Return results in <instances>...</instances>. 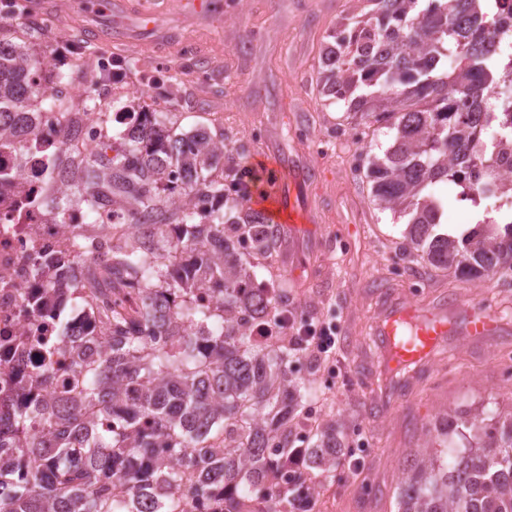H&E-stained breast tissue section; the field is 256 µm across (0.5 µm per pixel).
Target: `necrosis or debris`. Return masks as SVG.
Instances as JSON below:
<instances>
[{"label": "necrosis or debris", "instance_id": "necrosis-or-debris-1", "mask_svg": "<svg viewBox=\"0 0 512 512\" xmlns=\"http://www.w3.org/2000/svg\"><path fill=\"white\" fill-rule=\"evenodd\" d=\"M12 131L21 142H48L56 160L72 161L100 138L94 122L70 128L66 135L49 132L41 112H13ZM45 156L29 152L0 154V395H16L28 386L31 350L43 365L63 375L66 362L57 353L56 316L36 312L33 302L51 283H80L93 256L83 242H103L112 233V211L103 209L90 221L83 209L71 208L65 223H55L44 200L58 191L59 177L44 169Z\"/></svg>", "mask_w": 512, "mask_h": 512}]
</instances>
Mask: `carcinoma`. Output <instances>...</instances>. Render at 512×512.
I'll return each mask as SVG.
<instances>
[{"label":"carcinoma","mask_w":512,"mask_h":512,"mask_svg":"<svg viewBox=\"0 0 512 512\" xmlns=\"http://www.w3.org/2000/svg\"><path fill=\"white\" fill-rule=\"evenodd\" d=\"M493 2L353 0L319 74L324 95L394 132L367 178L379 208L409 216L405 259L512 287V221L490 218L460 240L434 231L441 183L464 180L481 199L497 200L475 143L491 119L489 93L512 118V83L497 70L512 45L493 40ZM18 49L16 59L0 58V114L47 111L62 131L93 115L106 128L61 176L58 223L73 205L92 217L110 205L141 234L114 232L92 246L89 312L110 345L95 352L94 335H59L72 380L57 384L38 369L26 392L42 429L31 430L17 402L0 399V443L28 466L27 477L0 493V512H298L288 488L269 480L294 446L297 382L288 361L299 348L254 345L258 321L279 310L240 296L251 278L242 246L267 258L278 229L244 208L241 180L228 172L226 186L211 177L246 147H230L224 132L204 126L177 134L167 129L168 113L133 101L98 112L95 98L70 92L93 62L60 69L44 84L35 80L42 56L27 42ZM450 55L457 68L436 74ZM115 123L123 130L114 134ZM149 245L189 259L151 260ZM75 292L54 283L39 306L75 307ZM172 299L184 311L167 322L162 311ZM103 414L112 425L94 427L91 417ZM422 434L397 489V512H512V411L450 408ZM314 437L308 465L336 472L344 431L331 420ZM243 480L255 498L245 497Z\"/></svg>","instance_id":"cac0c4a2"}]
</instances>
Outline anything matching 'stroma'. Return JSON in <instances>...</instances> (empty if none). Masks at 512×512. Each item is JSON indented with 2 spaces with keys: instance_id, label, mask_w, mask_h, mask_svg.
Here are the masks:
<instances>
[{
  "instance_id": "stroma-1",
  "label": "stroma",
  "mask_w": 512,
  "mask_h": 512,
  "mask_svg": "<svg viewBox=\"0 0 512 512\" xmlns=\"http://www.w3.org/2000/svg\"><path fill=\"white\" fill-rule=\"evenodd\" d=\"M85 2L12 0L11 15L38 23L37 48L56 65L66 64L77 39L93 57L135 60L126 76L141 98L164 102L179 130L223 128L227 143L247 148V165H265L307 213L302 226L284 225L278 264L290 307L306 310L309 323H335L339 347L333 363L315 367L301 353L288 367L306 380L301 407L318 403L322 419L347 430L362 426L369 437L355 453L358 476L324 477L315 512H396L397 488L424 423L448 408H512V310L502 304L512 288L494 279H430L407 268L404 220L378 209L364 172L351 167L350 132L361 121L317 86L344 0H215L204 14L190 0H136L155 14L150 30L127 14V0H109L92 18ZM152 72L161 76L154 84L146 81ZM257 126L267 131L259 141L251 137ZM298 129L329 140L332 152L313 156L295 138ZM297 168L305 174L300 183L291 179ZM395 303L446 311L455 331L405 385L390 390L377 327ZM479 305L499 311L498 334H463L467 311Z\"/></svg>"
}]
</instances>
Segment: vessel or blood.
<instances>
[{"label":"vessel or blood","instance_id":"obj_1","mask_svg":"<svg viewBox=\"0 0 512 512\" xmlns=\"http://www.w3.org/2000/svg\"><path fill=\"white\" fill-rule=\"evenodd\" d=\"M267 198L279 220L291 224L307 223L305 213L279 190L268 192ZM499 328L496 312L486 306L473 308L465 325L466 333L478 337L495 335ZM449 329L447 319L442 316L422 315L405 306L394 307L380 323L385 370H396L423 360L447 336Z\"/></svg>","mask_w":512,"mask_h":512}]
</instances>
